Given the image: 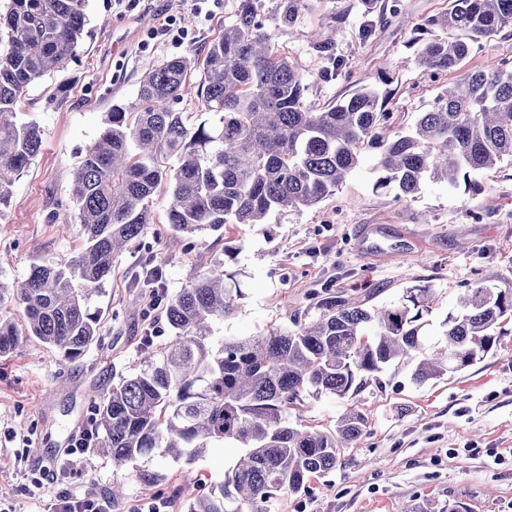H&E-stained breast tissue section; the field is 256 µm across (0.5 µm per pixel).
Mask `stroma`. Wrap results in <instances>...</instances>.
<instances>
[{
  "label": "stroma",
  "instance_id": "stroma-1",
  "mask_svg": "<svg viewBox=\"0 0 512 512\" xmlns=\"http://www.w3.org/2000/svg\"><path fill=\"white\" fill-rule=\"evenodd\" d=\"M445 0H307L294 27H277L275 42L289 60L316 81L305 94L319 110L350 96L359 79L387 71L393 109L412 122L432 102L443 80L403 65L413 26L441 12ZM196 14L193 0H88L89 23L77 59L31 84L17 110L19 121L43 132L39 156L16 179L10 206L0 212V282L24 281L34 262L73 256L83 241L74 222L73 172L86 148L106 126L113 104L129 101L142 76L164 61L204 52L235 10V0H206ZM345 17L342 29L332 18ZM373 27L359 40L362 25ZM332 41L344 72L323 77L327 64L308 32ZM372 157H364L334 195L311 209L273 213L268 222L236 224L225 236L193 238L172 233L167 196L157 192L154 223L115 259L105 290L92 303L99 311L102 340L85 354L60 363L35 340L0 358V504L14 512H48L59 500L77 496L110 501L112 480L122 475L127 494L122 512L144 502L160 512H185L187 499L222 482L241 453L234 443L207 449L186 465L157 457L150 470L162 480L144 489L138 468L114 473L106 450L94 448L77 464L69 446L94 427V391L109 390L139 361L144 336L171 341L153 291L170 296L200 271L224 257L225 242L237 246L228 263L243 291L234 318L216 322L218 336H250L292 329L314 292L330 286L377 288L375 305L397 303L406 288L432 285L436 300L427 342L441 344L437 331L465 286L493 272L512 281V166L479 175L481 192L449 190L427 183L414 199L398 200L375 189ZM162 266L160 287L139 274ZM383 387L352 398L304 397L290 413L301 428L332 430L355 409L368 419L365 434L342 449L334 472L311 482L308 495H284L277 512H512V335L465 370L422 385L405 367H389ZM202 473L199 485L184 483L185 469Z\"/></svg>",
  "mask_w": 512,
  "mask_h": 512
}]
</instances>
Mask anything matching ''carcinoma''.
<instances>
[{"mask_svg":"<svg viewBox=\"0 0 512 512\" xmlns=\"http://www.w3.org/2000/svg\"><path fill=\"white\" fill-rule=\"evenodd\" d=\"M232 20L206 52L165 61L140 80L136 98L112 106L100 137L74 172L83 245L70 259L31 266L18 288L0 282V355L34 337L73 361L99 341L91 310L116 254L153 223L149 203L168 188L167 224L186 237L228 224H265L275 210L301 211L334 194L359 165L376 158L374 188L412 199L428 179L481 190L475 174L512 163V69H464L473 45L512 27V0H449L414 28L417 65L457 75L408 127L393 125L384 72L361 79L349 97L316 111L304 102L312 78L273 41L257 0H236ZM274 21L295 25L302 0H275ZM86 0H10L0 12V211L16 178L41 151L40 127L14 120L28 86L77 57ZM335 63L332 43L310 35ZM200 71L196 82L193 71ZM195 95L211 121L178 108ZM243 296L225 261L215 262L163 309L175 338L145 336L132 373L99 397V447L120 470L159 453L191 463L215 443L244 448L224 481L195 497L188 512H274L285 493H308L312 478L336 469L340 451L367 425L350 410L333 431L289 422L303 394L354 397L392 365L417 360L423 384L464 370L508 335L512 282L465 289L442 321L445 344L426 347L432 285L406 289L393 306L371 307L324 288L292 330L214 337L212 325L236 314Z\"/></svg>","mask_w":512,"mask_h":512,"instance_id":"obj_1","label":"carcinoma"}]
</instances>
